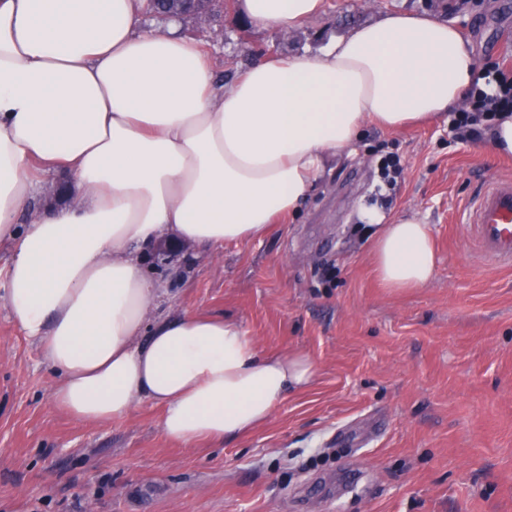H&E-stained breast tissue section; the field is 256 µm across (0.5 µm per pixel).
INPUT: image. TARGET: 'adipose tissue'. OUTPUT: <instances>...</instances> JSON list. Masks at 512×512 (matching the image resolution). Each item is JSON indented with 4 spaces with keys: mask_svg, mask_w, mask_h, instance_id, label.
<instances>
[{
    "mask_svg": "<svg viewBox=\"0 0 512 512\" xmlns=\"http://www.w3.org/2000/svg\"><path fill=\"white\" fill-rule=\"evenodd\" d=\"M323 0H243L288 30ZM144 0H0V243L14 247L4 300L58 375L76 420L162 410L186 448L264 424L317 374L305 353L259 351L236 322L159 315L169 289L141 256L160 244L217 251L297 214L329 159L365 122L398 130L459 105L477 60L457 27L394 12L322 54L258 61L218 81L199 45L141 26ZM76 192L38 204L44 178ZM379 280L425 287L436 255L413 215L381 225Z\"/></svg>",
    "mask_w": 512,
    "mask_h": 512,
    "instance_id": "obj_1",
    "label": "adipose tissue"
}]
</instances>
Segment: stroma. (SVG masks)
I'll list each match as a JSON object with an SVG mask.
<instances>
[{"label": "stroma", "instance_id": "1", "mask_svg": "<svg viewBox=\"0 0 512 512\" xmlns=\"http://www.w3.org/2000/svg\"><path fill=\"white\" fill-rule=\"evenodd\" d=\"M399 11L453 21L478 63L512 67L498 44L512 35V0H324L290 31L236 10L183 18L180 32L228 82L259 58L321 54ZM390 152L400 173L388 187ZM509 177L512 156L459 142L449 116L400 130L369 122L263 238L192 259L149 250L146 267L170 283L169 313L224 317L261 351L317 364L265 424L194 448L165 438L145 400L109 424L52 404L56 376L3 300L1 247L0 512H512V267L488 264L456 221L482 180ZM369 212L430 225L438 267L427 286L378 281Z\"/></svg>", "mask_w": 512, "mask_h": 512}]
</instances>
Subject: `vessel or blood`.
<instances>
[{
	"label": "vessel or blood",
	"instance_id": "vessel-or-blood-1",
	"mask_svg": "<svg viewBox=\"0 0 512 512\" xmlns=\"http://www.w3.org/2000/svg\"><path fill=\"white\" fill-rule=\"evenodd\" d=\"M467 225L474 245L487 261L512 264V181L497 179L485 183L460 217Z\"/></svg>",
	"mask_w": 512,
	"mask_h": 512
}]
</instances>
